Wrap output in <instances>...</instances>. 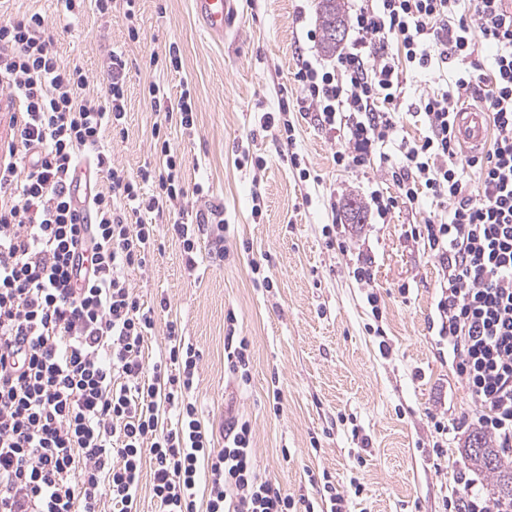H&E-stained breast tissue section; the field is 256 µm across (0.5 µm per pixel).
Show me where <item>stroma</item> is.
I'll use <instances>...</instances> for the list:
<instances>
[{
    "label": "stroma",
    "mask_w": 512,
    "mask_h": 512,
    "mask_svg": "<svg viewBox=\"0 0 512 512\" xmlns=\"http://www.w3.org/2000/svg\"><path fill=\"white\" fill-rule=\"evenodd\" d=\"M193 0H139L138 40L128 38L120 0L106 14L63 16L58 0H11L13 15L42 14L64 64L83 68L87 95L103 102L101 73L112 52L126 63V133L112 144V161L135 177L152 159V130L161 117L151 107L150 83L172 99L190 90L195 124H172L170 143L181 167L184 211L204 201L223 205L230 231L227 254L216 259L201 240L206 271L195 279L167 225L156 227L161 250L132 270L131 286L148 305L167 301L144 351L153 362L168 345L167 324L201 353L197 398L205 420L221 431L225 407L249 418L262 474L294 496L313 497L310 475H328L346 495V512H444L454 478L469 455L448 443L436 456L432 419L456 423L474 401L440 356L430 324L435 316L438 263L408 239L418 213L399 205L388 223L364 235L337 233L329 247L322 229L332 224L329 200L354 197L369 205L370 191L398 190L378 157L351 171L338 170L333 154L341 138L296 104L294 73L300 55L335 61L306 31L318 27L319 0H239L223 43L204 37ZM177 44L182 66L150 68L151 53ZM287 106L294 145L278 129L262 128V113ZM262 157V169L240 166L242 152ZM297 152L310 180L299 177ZM370 263L372 288L354 270ZM260 264L271 287L256 284ZM382 310L374 318L367 301ZM253 355L250 384L224 382L227 311ZM361 491H354V483Z\"/></svg>",
    "instance_id": "stroma-1"
}]
</instances>
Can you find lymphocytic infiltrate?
<instances>
[{"label": "lymphocytic infiltrate", "instance_id": "f902f5d3", "mask_svg": "<svg viewBox=\"0 0 512 512\" xmlns=\"http://www.w3.org/2000/svg\"><path fill=\"white\" fill-rule=\"evenodd\" d=\"M41 14L0 8V87L12 137L0 143V512H140V476L149 469L157 512H344L335 484L316 500L295 498L260 473L248 420L230 415L222 435L202 419L195 396L201 355L169 323V347L145 364L155 307L128 278L155 250L148 211L174 215L185 191L168 138L156 136L155 161L129 178L112 162L124 137L125 62L113 53L104 72L107 99L86 96L88 78L65 65L45 35ZM352 38L332 66L300 57L294 80L299 111L341 132L338 167L372 155L387 161L398 197L371 193L374 217L396 203L435 204L406 236L442 272L436 343L470 391L475 409L461 427L434 422L439 436L483 434L512 455V11L503 0H366L351 14ZM493 52L474 60V33ZM456 69H449L450 61ZM434 74L416 112L427 133L398 135L405 68ZM479 104L492 137L464 152L458 110ZM398 163H389L386 146ZM109 185L88 201L93 223L72 203L81 164ZM228 230L220 206L170 226L194 264L200 236L223 252ZM224 372L248 384L252 354L225 315ZM449 512H512V498H489L478 479L458 472Z\"/></svg>", "mask_w": 512, "mask_h": 512}]
</instances>
